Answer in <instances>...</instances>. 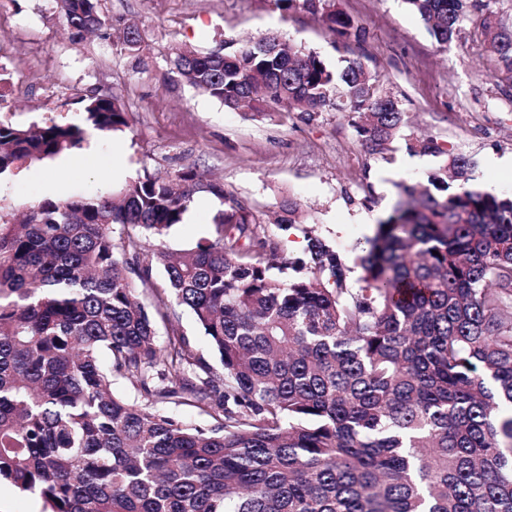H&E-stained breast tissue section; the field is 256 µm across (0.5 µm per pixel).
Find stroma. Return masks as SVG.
<instances>
[{"label":"stroma","instance_id":"stroma-1","mask_svg":"<svg viewBox=\"0 0 512 512\" xmlns=\"http://www.w3.org/2000/svg\"><path fill=\"white\" fill-rule=\"evenodd\" d=\"M105 27L71 38L54 0H0V118L26 127L55 121L84 129L77 149L26 163L0 176V214L19 219L44 198L109 194L144 173L175 174L192 165L259 211L269 234L291 255L305 246L301 227L275 222L286 202L300 204L307 224L350 255L372 235L398 198L401 182L426 181L437 158L409 151L432 136L474 163L477 186L512 194V80L484 48L482 20L493 12L512 27V0L470 8L456 35L438 45L404 0H335L362 28L361 42L343 44L317 16L277 9L273 0H101ZM136 25L138 54L120 50L112 34ZM286 40L328 64L360 62L382 93L409 113L390 151L372 155L344 113L304 120L281 112L252 118L195 90L169 69L175 46L210 52L225 40ZM112 89L133 117L130 129L103 133L86 126L82 97ZM221 203L197 194L164 240L171 252L209 237Z\"/></svg>","mask_w":512,"mask_h":512}]
</instances>
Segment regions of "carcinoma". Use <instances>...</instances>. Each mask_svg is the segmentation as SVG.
Here are the masks:
<instances>
[{"label":"carcinoma","instance_id":"cac0c4a2","mask_svg":"<svg viewBox=\"0 0 512 512\" xmlns=\"http://www.w3.org/2000/svg\"><path fill=\"white\" fill-rule=\"evenodd\" d=\"M440 45L468 0H406ZM72 34L102 28L100 0H55ZM302 8L345 40L363 32L334 0ZM487 49L512 76V29L484 20ZM120 48L139 50L128 27ZM182 81L224 106L310 120L336 106L372 155L405 112L355 61L333 69L276 36L224 50L177 47ZM86 121L130 128L121 98L95 91ZM83 131L0 119V175L76 148ZM427 185L341 256L303 229L283 241L223 185L187 167L144 173L111 195L43 199L0 224V484L48 512H512V197L472 185L474 163L432 136ZM218 198L211 235L176 257L149 240ZM294 202L277 225L302 223ZM150 292L146 308L140 290ZM192 313L217 369L171 323ZM170 323L156 342V319ZM124 380L144 396L113 393ZM214 421L197 427L174 412Z\"/></svg>","mask_w":512,"mask_h":512}]
</instances>
